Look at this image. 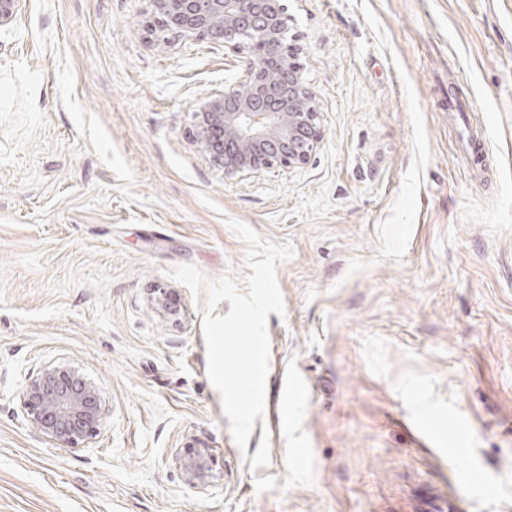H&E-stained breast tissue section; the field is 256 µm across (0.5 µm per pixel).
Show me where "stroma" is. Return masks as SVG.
Masks as SVG:
<instances>
[{
  "instance_id": "35a3bbf8",
  "label": "stroma",
  "mask_w": 512,
  "mask_h": 512,
  "mask_svg": "<svg viewBox=\"0 0 512 512\" xmlns=\"http://www.w3.org/2000/svg\"><path fill=\"white\" fill-rule=\"evenodd\" d=\"M284 4L324 137L243 179L192 136L247 64L222 43L156 46L150 0H25L0 27V512H512V0ZM229 217L293 247L243 450L171 276L244 274ZM59 363L106 405L76 448L22 416ZM175 459L182 477L189 485L203 487L208 483L213 467L211 454L205 448H180Z\"/></svg>"
}]
</instances>
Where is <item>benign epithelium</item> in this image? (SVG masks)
<instances>
[{"label":"benign epithelium","mask_w":512,"mask_h":512,"mask_svg":"<svg viewBox=\"0 0 512 512\" xmlns=\"http://www.w3.org/2000/svg\"><path fill=\"white\" fill-rule=\"evenodd\" d=\"M24 0H0V26ZM149 31L224 43L237 55L257 56L239 78L209 93L195 113L194 141L224 177H247L306 164L324 136L316 97L302 75L299 49L287 41L282 0H151ZM22 415L56 448L75 447L100 432L105 406L98 388L68 365H48L24 387ZM184 480L208 483L211 454L187 447L175 454Z\"/></svg>","instance_id":"benign-epithelium-1"}]
</instances>
